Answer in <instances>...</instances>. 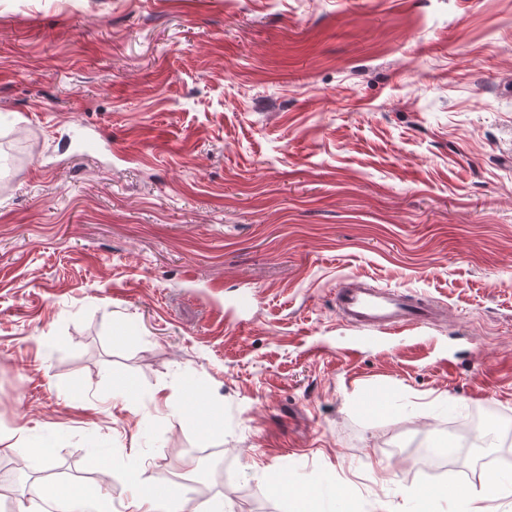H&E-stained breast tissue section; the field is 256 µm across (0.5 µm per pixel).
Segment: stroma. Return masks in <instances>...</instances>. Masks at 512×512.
Listing matches in <instances>:
<instances>
[{
    "instance_id": "35a3bbf8",
    "label": "stroma",
    "mask_w": 512,
    "mask_h": 512,
    "mask_svg": "<svg viewBox=\"0 0 512 512\" xmlns=\"http://www.w3.org/2000/svg\"><path fill=\"white\" fill-rule=\"evenodd\" d=\"M351 277L443 314L365 343ZM473 418L493 442L419 464ZM511 431L512 0H0V487L32 474L0 512L63 467L90 512L131 468L188 512H293L268 474L457 512L432 487L506 481ZM198 398H191V404L186 407V411L191 416L198 429L205 435H214L222 427L214 419V410L211 402L203 395L197 393Z\"/></svg>"
}]
</instances>
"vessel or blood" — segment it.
Instances as JSON below:
<instances>
[{
  "label": "vessel or blood",
  "instance_id": "obj_1",
  "mask_svg": "<svg viewBox=\"0 0 512 512\" xmlns=\"http://www.w3.org/2000/svg\"><path fill=\"white\" fill-rule=\"evenodd\" d=\"M336 305L350 325L367 330V343L375 333L427 323L431 305L399 289L377 290L360 284L336 290Z\"/></svg>",
  "mask_w": 512,
  "mask_h": 512
}]
</instances>
